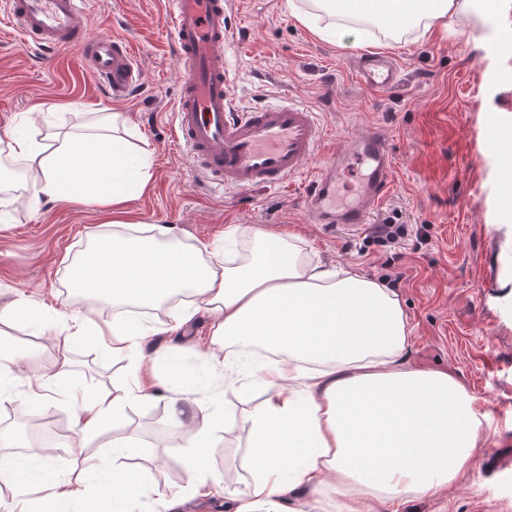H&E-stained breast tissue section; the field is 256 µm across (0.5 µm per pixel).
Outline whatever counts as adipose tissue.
Masks as SVG:
<instances>
[{
    "label": "adipose tissue",
    "instance_id": "adipose-tissue-1",
    "mask_svg": "<svg viewBox=\"0 0 512 512\" xmlns=\"http://www.w3.org/2000/svg\"><path fill=\"white\" fill-rule=\"evenodd\" d=\"M512 0H301L294 14L317 36L361 35V26L383 21L401 35L412 30L451 32L460 16L476 19L474 40L495 34ZM9 157L25 162L39 192L110 209L116 232L96 237L68 268L71 291L92 302L155 306L192 295L212 318L202 351L221 361L227 385L261 387L265 398L242 421L251 448L253 479L238 495L234 512H306L285 496L300 488L333 487L334 512H400L407 495L429 497L469 470L481 448L476 399L445 369L411 366L404 353L409 324L393 289L344 269H325L303 257L291 234L238 224L225 234L246 237L249 255L224 263L207 245H186L169 226L147 234L123 231L125 205L144 190L151 174L141 164L133 180L121 137L53 131L34 142L8 135L0 142ZM71 341L112 338L114 356L129 360L130 382L122 393L86 396L58 381L26 378L27 400H63L79 427L74 450L106 426L123 423L134 401L154 398L144 382L155 372L136 349L144 331L127 317L98 325L90 310L66 316ZM255 349L273 360L238 364ZM171 421L191 431L185 462L187 493L207 497L225 489V477L209 473L222 423L198 416L189 397L170 401ZM138 488L129 472L104 471L90 493L80 481L48 489L54 502L87 500L86 512H132Z\"/></svg>",
    "mask_w": 512,
    "mask_h": 512
}]
</instances>
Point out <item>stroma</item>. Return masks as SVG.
I'll use <instances>...</instances> for the list:
<instances>
[{
    "label": "stroma",
    "instance_id": "1",
    "mask_svg": "<svg viewBox=\"0 0 512 512\" xmlns=\"http://www.w3.org/2000/svg\"><path fill=\"white\" fill-rule=\"evenodd\" d=\"M291 2L233 0L236 38L229 49L241 107L293 98L310 105L326 126L318 155L289 184L222 194L199 182L173 137L181 68L168 0H91V36L127 38L138 53L141 84L124 102L94 84L79 50L32 56L0 17V135L23 127L38 141L49 127L84 126L95 111L108 108L117 113L129 149L147 154L152 173L145 191L127 202L126 220L172 226L183 243L214 244L229 259L253 244L221 242L227 225L291 232L309 259L326 267L379 282L398 277L395 290L409 319L408 361L451 370L478 396L485 415L476 464L445 492L408 497L403 512H512V471L493 464L512 454V200L502 195L496 175L498 156L512 157V48L504 46L512 19L481 45L465 22L450 37L413 31L392 44L380 29L367 27V48L386 44L402 75L397 87L373 90L355 79L351 44L310 34ZM371 131L385 138L393 163L391 190L372 221L393 216L406 225L408 234L396 246L373 240L366 229L326 230L311 223L304 204L309 178L327 155ZM0 193L19 196L0 209V304L30 296L47 309L42 326L5 322L0 331L28 353V374L51 377L66 358L69 380L80 390L123 391L128 359L112 356L95 336L67 342L60 317L84 306L69 291L62 258L80 255L92 238L111 232L108 214L93 203L35 196L26 181ZM188 304L185 298L167 303L139 319L151 331L144 352L154 360L160 395L132 404L114 430L138 440L137 451L122 460L139 479L138 512H168L169 500L180 498L187 481L190 440L169 420L170 397L194 395L201 414L236 417L261 401V389L253 386L214 390L212 364L194 346L208 333L209 312L198 311L183 336L158 333ZM174 359L179 366L173 372ZM35 414L51 416L65 440L53 455H68L75 426L69 407L56 401L33 405L18 395L0 404V442L11 443ZM247 458L246 430L221 434L212 468L233 473L230 493L243 492L252 480ZM177 512H225L224 498L181 500Z\"/></svg>",
    "mask_w": 512,
    "mask_h": 512
}]
</instances>
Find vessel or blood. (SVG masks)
Returning <instances> with one entry per match:
<instances>
[{
    "label": "vessel or blood",
    "mask_w": 512,
    "mask_h": 512,
    "mask_svg": "<svg viewBox=\"0 0 512 512\" xmlns=\"http://www.w3.org/2000/svg\"><path fill=\"white\" fill-rule=\"evenodd\" d=\"M8 24L31 52L79 47L83 66L113 100L123 101L139 85L136 50L124 38L88 34V0H5ZM229 0H171L169 23L182 69L174 135L212 188L243 190L287 184L315 157L325 129L317 112L291 100L239 109L231 94L226 49L234 33L226 22ZM396 62L361 54L354 69L362 86L391 88ZM370 162L357 200L337 205L340 172L349 160ZM392 161L384 139L357 138L348 153L326 160L305 197L313 223L350 230L368 224L391 187Z\"/></svg>",
    "instance_id": "obj_1"
}]
</instances>
